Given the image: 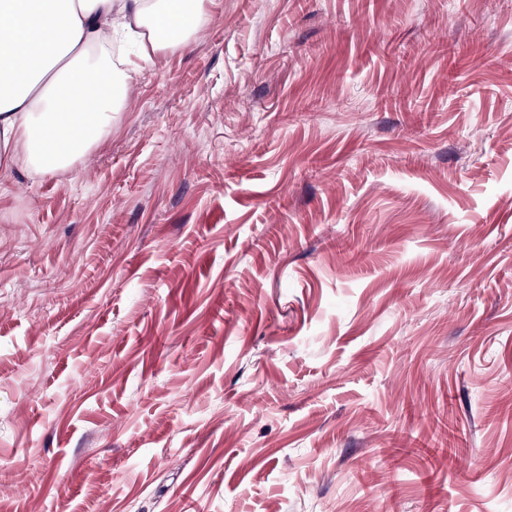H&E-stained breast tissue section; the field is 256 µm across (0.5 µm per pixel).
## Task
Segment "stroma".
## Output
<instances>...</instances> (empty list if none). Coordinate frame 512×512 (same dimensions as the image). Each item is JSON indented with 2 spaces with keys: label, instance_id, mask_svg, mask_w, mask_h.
<instances>
[{
  "label": "stroma",
  "instance_id": "stroma-1",
  "mask_svg": "<svg viewBox=\"0 0 512 512\" xmlns=\"http://www.w3.org/2000/svg\"><path fill=\"white\" fill-rule=\"evenodd\" d=\"M207 14L0 172V512H512V0Z\"/></svg>",
  "mask_w": 512,
  "mask_h": 512
}]
</instances>
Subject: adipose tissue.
<instances>
[{
  "mask_svg": "<svg viewBox=\"0 0 512 512\" xmlns=\"http://www.w3.org/2000/svg\"><path fill=\"white\" fill-rule=\"evenodd\" d=\"M206 0H0V169L71 168L120 108L114 41L143 60L186 45Z\"/></svg>",
  "mask_w": 512,
  "mask_h": 512,
  "instance_id": "adipose-tissue-1",
  "label": "adipose tissue"
}]
</instances>
